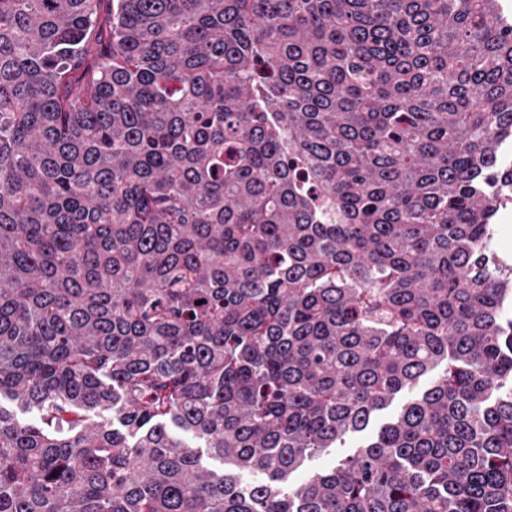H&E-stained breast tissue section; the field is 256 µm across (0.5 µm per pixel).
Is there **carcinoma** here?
<instances>
[{"mask_svg": "<svg viewBox=\"0 0 512 512\" xmlns=\"http://www.w3.org/2000/svg\"><path fill=\"white\" fill-rule=\"evenodd\" d=\"M511 143L501 0H0V512H512ZM433 376V374L426 375L416 386L400 393L387 409L375 415L365 431L349 434L344 438L342 443H337L336 448H331L323 455L313 457L311 460H306L303 466L291 476L289 481L290 485L301 483L313 472L329 469L339 457L354 454L361 446L369 442L376 435L377 431L384 423L394 419L408 400L421 394L431 383Z\"/></svg>", "mask_w": 512, "mask_h": 512, "instance_id": "obj_1", "label": "carcinoma"}]
</instances>
